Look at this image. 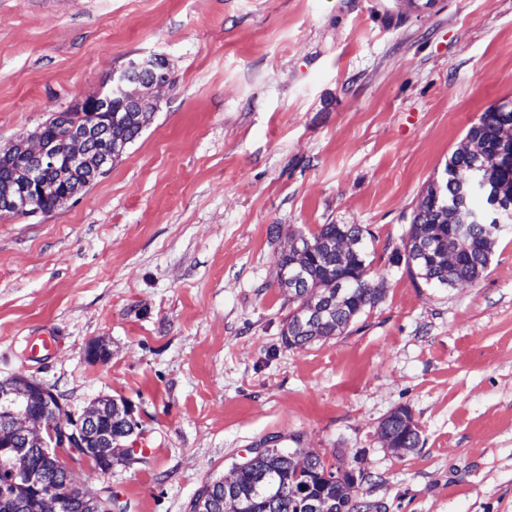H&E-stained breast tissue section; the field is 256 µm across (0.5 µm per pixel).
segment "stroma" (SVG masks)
I'll use <instances>...</instances> for the list:
<instances>
[{
    "mask_svg": "<svg viewBox=\"0 0 512 512\" xmlns=\"http://www.w3.org/2000/svg\"><path fill=\"white\" fill-rule=\"evenodd\" d=\"M153 54L173 83L111 170L0 219V380L77 414L125 400L142 430L144 463H74L75 484L191 512L277 435L355 472L361 512H512V226L472 285L389 263L470 125L512 100V0H0V154ZM322 224L370 229L385 295L289 350L277 257ZM41 336L60 343L30 358ZM401 407L410 451L380 434Z\"/></svg>",
    "mask_w": 512,
    "mask_h": 512,
    "instance_id": "1",
    "label": "stroma"
}]
</instances>
